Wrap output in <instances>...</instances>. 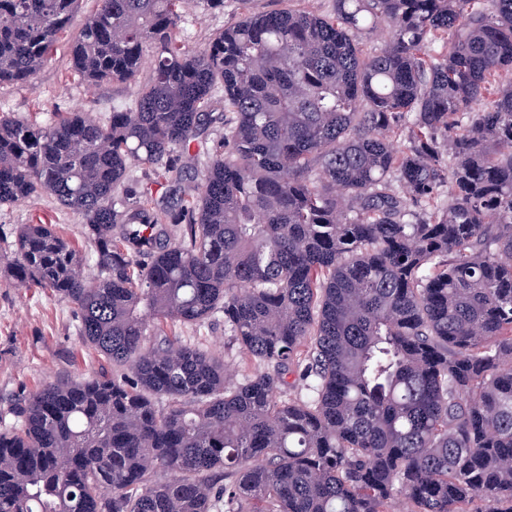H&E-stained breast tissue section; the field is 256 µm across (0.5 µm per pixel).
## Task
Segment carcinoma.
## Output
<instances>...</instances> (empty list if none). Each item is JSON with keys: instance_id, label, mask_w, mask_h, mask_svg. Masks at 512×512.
Returning <instances> with one entry per match:
<instances>
[{"instance_id": "1", "label": "carcinoma", "mask_w": 512, "mask_h": 512, "mask_svg": "<svg viewBox=\"0 0 512 512\" xmlns=\"http://www.w3.org/2000/svg\"><path fill=\"white\" fill-rule=\"evenodd\" d=\"M187 2L76 25L78 0H0V85L68 33L83 77L136 86L105 124L0 116V204L52 194L94 247L27 224L12 277L120 372L18 400L0 512H512V0L290 4L203 49ZM220 89L201 193L123 187L139 164L181 188ZM221 316L244 382L168 331Z\"/></svg>"}]
</instances>
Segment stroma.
Instances as JSON below:
<instances>
[{
	"mask_svg": "<svg viewBox=\"0 0 512 512\" xmlns=\"http://www.w3.org/2000/svg\"><path fill=\"white\" fill-rule=\"evenodd\" d=\"M238 0L223 6L196 5L185 17L179 35L196 48L205 47L226 24L238 16ZM132 83L89 84L74 68L71 40L62 37L41 71L25 82L0 85V114H13L42 123L55 112H93L108 118L113 107L131 104ZM43 222L52 225L66 241L79 248L88 243L77 216L50 194L0 205V427L12 423V402L59 377L82 373H111V364L101 359L81 339L73 303L59 295L15 286L10 277V249L22 225ZM182 336H204L209 348L224 356L238 379L251 377L257 369L233 341L223 320L202 328L180 327Z\"/></svg>",
	"mask_w": 512,
	"mask_h": 512,
	"instance_id": "stroma-1",
	"label": "stroma"
}]
</instances>
